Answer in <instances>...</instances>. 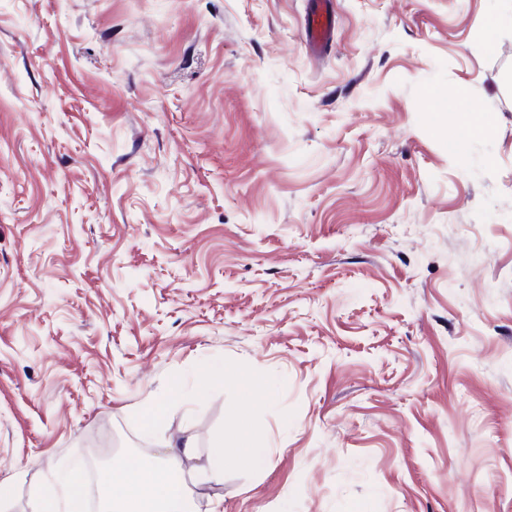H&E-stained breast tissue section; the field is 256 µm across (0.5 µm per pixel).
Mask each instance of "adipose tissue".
<instances>
[{"instance_id":"obj_1","label":"adipose tissue","mask_w":512,"mask_h":512,"mask_svg":"<svg viewBox=\"0 0 512 512\" xmlns=\"http://www.w3.org/2000/svg\"><path fill=\"white\" fill-rule=\"evenodd\" d=\"M231 449L215 448L198 471L204 476L223 478L225 466L239 461L262 467L267 450L252 442L245 425H238ZM192 438L180 442L166 440L160 457L147 460L131 454L112 465V475L98 480L96 495L101 512H195L189 491L176 474L185 463L195 460ZM86 488L79 468H72L53 485H34L31 512H81Z\"/></svg>"}]
</instances>
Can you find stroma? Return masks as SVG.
Instances as JSON below:
<instances>
[{
  "mask_svg": "<svg viewBox=\"0 0 512 512\" xmlns=\"http://www.w3.org/2000/svg\"><path fill=\"white\" fill-rule=\"evenodd\" d=\"M310 7L0 0L11 512L240 418L198 512H512V0H332L318 59ZM315 3L317 7L306 22L305 41L310 51L322 52L336 36V23L326 0H315ZM456 112H458L459 135L451 136V139L448 140L450 148L460 151L463 147V141L468 138L491 134L493 129L491 120L487 117L479 122L473 119L469 97L463 90L457 95ZM233 445L224 451V437L218 448H213L205 464L197 466V471L203 476L212 475L214 478L224 477V466L245 461L254 468L262 467L267 459V448L252 442L247 434L246 426L239 424L235 433L230 435ZM235 448H242L237 450Z\"/></svg>",
  "mask_w": 512,
  "mask_h": 512,
  "instance_id": "35a3bbf8",
  "label": "stroma"
}]
</instances>
